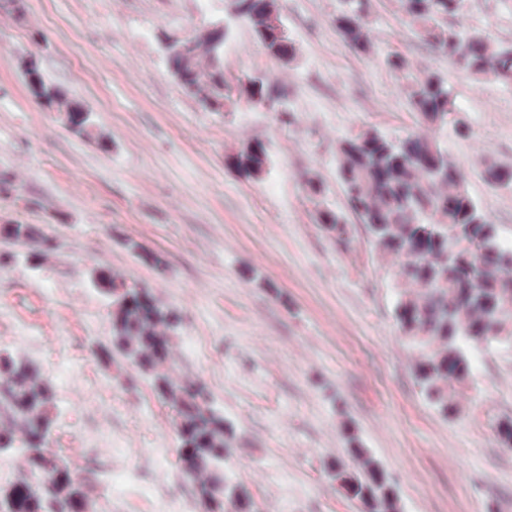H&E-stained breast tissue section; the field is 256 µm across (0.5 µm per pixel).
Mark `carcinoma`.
<instances>
[{
  "instance_id": "cac0c4a2",
  "label": "carcinoma",
  "mask_w": 512,
  "mask_h": 512,
  "mask_svg": "<svg viewBox=\"0 0 512 512\" xmlns=\"http://www.w3.org/2000/svg\"><path fill=\"white\" fill-rule=\"evenodd\" d=\"M461 0H401L405 16L418 37L448 64L474 76L491 73L512 84V44L494 45L482 33L449 28L445 21L458 13ZM265 54L283 62L295 56L294 42L268 39L265 19L279 13L276 0H234ZM368 0H342L333 24L351 49L368 53L371 43L362 17ZM191 55L183 58L182 91L207 112H221L228 101L274 110L275 85L266 77L244 75L237 87L224 78L223 49L211 36L191 35ZM399 74L408 104L422 133L392 140L374 129L343 138L336 160V180L351 212L376 246L397 260L402 287L394 302L400 338L417 353L414 375L429 403L443 416L454 415L460 387L472 368L470 349L501 339L512 321V250L503 247L498 228L469 193L460 163L442 150L436 130L448 124L447 81L411 68L398 54L386 58ZM32 96L56 107L66 125L80 135L90 133L91 113L47 82L31 59L24 65ZM268 162L266 145L253 140L227 156L226 164L241 176L259 181ZM490 187L512 186V166L490 164L483 170ZM308 198L317 207V223L340 239L346 233L343 212L323 206L327 189L316 175L304 180ZM0 235L30 244V263L52 250L35 224H0ZM127 246L158 269L163 257L134 241ZM93 287L112 307L110 342L98 357H117L147 378L157 399L170 406L179 441V467L196 487L204 512H251L247 492L226 482L224 461L231 453L233 429L212 406L200 381H180L173 374L172 336L181 320L149 289L97 268ZM56 392L40 368L8 352L0 353V453L21 448L24 471L14 482L0 485V512H90L91 487L74 473L65 458L51 451ZM349 454L359 462L351 471L331 460L326 469L341 481L338 491L360 502L363 512H399L397 492L384 470L349 436Z\"/></svg>"
}]
</instances>
